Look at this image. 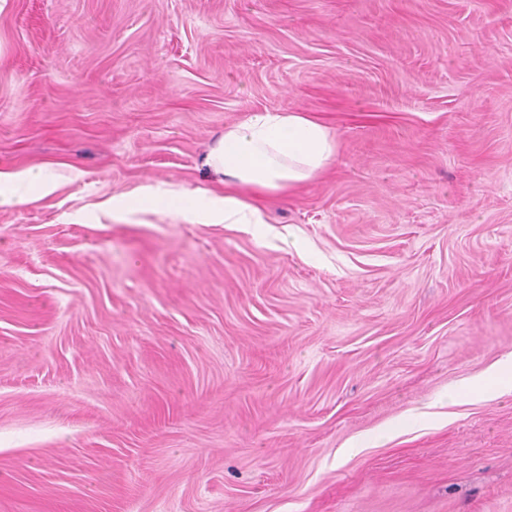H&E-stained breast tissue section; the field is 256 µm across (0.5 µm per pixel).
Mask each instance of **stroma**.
Segmentation results:
<instances>
[{
    "instance_id": "obj_1",
    "label": "stroma",
    "mask_w": 512,
    "mask_h": 512,
    "mask_svg": "<svg viewBox=\"0 0 512 512\" xmlns=\"http://www.w3.org/2000/svg\"><path fill=\"white\" fill-rule=\"evenodd\" d=\"M333 172L261 224L112 218L247 113ZM0 512H512V0H8ZM438 419L415 420L426 405ZM56 189V176L49 168L0 171V207L27 205L53 194ZM507 380L512 384V356H506L499 366L491 369L480 381L466 382L455 389L454 394L463 400H477L489 397L495 390V384Z\"/></svg>"
}]
</instances>
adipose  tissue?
Wrapping results in <instances>:
<instances>
[{"label":"adipose tissue","mask_w":512,"mask_h":512,"mask_svg":"<svg viewBox=\"0 0 512 512\" xmlns=\"http://www.w3.org/2000/svg\"><path fill=\"white\" fill-rule=\"evenodd\" d=\"M337 141L330 129L301 112L263 110L226 127L198 166L223 184V193L199 191L184 197L147 186L136 196L119 195L107 213L126 217L145 209L175 212L189 224H260L261 210L246 193H288L321 175L334 162ZM53 170L35 166L0 171V207H18L53 194Z\"/></svg>","instance_id":"obj_1"}]
</instances>
